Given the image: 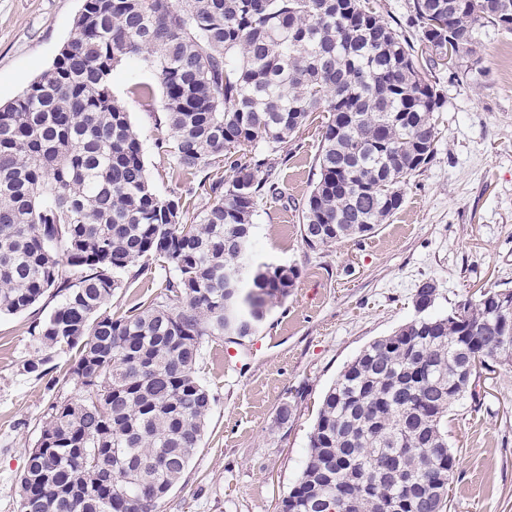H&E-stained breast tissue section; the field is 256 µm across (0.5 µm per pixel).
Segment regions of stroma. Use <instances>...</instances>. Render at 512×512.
<instances>
[{
	"instance_id": "stroma-1",
	"label": "stroma",
	"mask_w": 512,
	"mask_h": 512,
	"mask_svg": "<svg viewBox=\"0 0 512 512\" xmlns=\"http://www.w3.org/2000/svg\"><path fill=\"white\" fill-rule=\"evenodd\" d=\"M81 7L82 0H0V105L51 67ZM511 46L512 32L485 27L476 69L453 75L420 56L445 99L435 115L436 155L406 186L402 208L370 236L320 250L303 243L298 205L315 180L323 113L294 136L275 171L279 194L260 201L253 217V260L295 267L299 277L252 336L204 343L196 371L215 402L202 446L160 512H279L325 391L366 345L414 317L421 281H435L439 315L461 296L512 286V70L501 57ZM129 112L156 191L190 192L194 209H205L211 198L202 184H186L158 152L152 113L134 101ZM165 275L159 263L146 264L108 310L119 317L149 302ZM52 308L44 299L0 316V512H18V478L55 397L21 373L35 355L30 326ZM476 390L478 409L457 407L448 420L458 460L448 510L512 512V369L482 371ZM287 403L293 418L277 427Z\"/></svg>"
}]
</instances>
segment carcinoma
Segmentation results:
<instances>
[{
	"instance_id": "cac0c4a2",
	"label": "carcinoma",
	"mask_w": 512,
	"mask_h": 512,
	"mask_svg": "<svg viewBox=\"0 0 512 512\" xmlns=\"http://www.w3.org/2000/svg\"><path fill=\"white\" fill-rule=\"evenodd\" d=\"M418 42L469 62L478 27L512 30V0H412ZM75 36L14 102L0 106V315L51 294L31 325L41 380L75 394L47 408L19 479L18 512H158L196 457L214 396L196 374L203 343L241 340L294 288L297 269L249 267L253 216L276 193L275 157L315 112L328 113L317 178L301 208L312 250L375 233L436 154L437 84L415 46L365 0H84ZM135 58L162 90L130 94L155 114L156 148L191 180L249 152L212 202L162 196L112 74ZM149 260L169 275L121 317L106 304ZM433 281L414 307L435 303ZM512 289L490 288L447 316L420 313L363 348L319 407L284 512H444L456 455L448 415L475 395L478 370L512 368L500 347ZM470 377L460 371L473 354ZM156 486L160 495L140 493Z\"/></svg>"
}]
</instances>
